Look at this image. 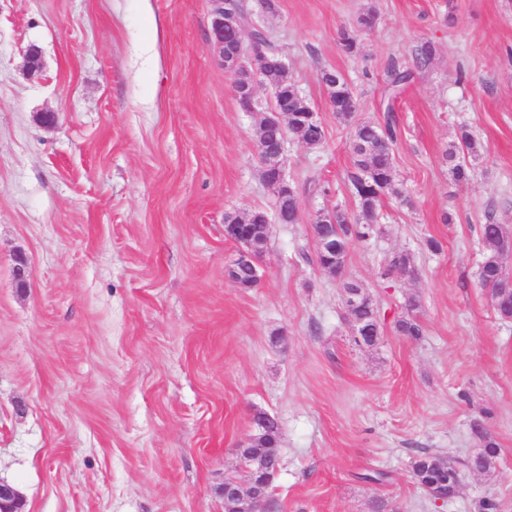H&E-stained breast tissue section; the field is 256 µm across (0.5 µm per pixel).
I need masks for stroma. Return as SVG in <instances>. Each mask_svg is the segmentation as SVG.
<instances>
[{"label":"stroma","instance_id":"35a3bbf8","mask_svg":"<svg viewBox=\"0 0 512 512\" xmlns=\"http://www.w3.org/2000/svg\"><path fill=\"white\" fill-rule=\"evenodd\" d=\"M276 4L262 21L325 139L287 144L298 221L271 225L261 281L241 288L224 220L273 212L275 195L260 115L241 109L211 43L209 0H0V480L25 512H224L219 489L260 413L279 424L275 512H480L486 498L512 512V321L478 276L480 225L512 224V0ZM370 7L376 23L347 54L339 34ZM423 41L434 62L395 103L410 201L384 196L336 277L304 259L320 210L357 211L350 128L319 71L339 70L359 118L380 122L390 64H411ZM463 125L483 150L458 185L442 154ZM400 252L415 278L387 274ZM346 277L379 304L374 346L349 337ZM411 298L416 340L395 329ZM476 419L496 467L434 503L413 457L465 465Z\"/></svg>","mask_w":512,"mask_h":512}]
</instances>
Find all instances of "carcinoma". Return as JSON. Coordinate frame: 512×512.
Listing matches in <instances>:
<instances>
[{
    "label": "carcinoma",
    "instance_id": "1",
    "mask_svg": "<svg viewBox=\"0 0 512 512\" xmlns=\"http://www.w3.org/2000/svg\"><path fill=\"white\" fill-rule=\"evenodd\" d=\"M226 8L236 12L243 25L251 27V37L263 45L270 44L263 27L253 23L252 10L245 0H225ZM435 47L430 42L417 45L412 51V65L394 64L387 75V100L384 122L378 123L357 117V98L345 76L336 69H323L320 82L324 86L329 106L336 116L351 126L350 151L352 170L347 173V189L354 199L358 216H351L346 210L334 208L332 218L318 216L312 225L313 236L319 235V225H328V232L336 241V253L347 256L355 239H366L375 230L382 206L383 197L391 192L401 200H408L405 192L396 189L394 183L393 143L397 136V123L394 116V101L413 78L415 71L428 68L434 60ZM265 88H275L276 96L265 104L259 95H254L253 107L257 112H267L280 100L297 97L299 91L288 77V71H276L259 83ZM288 137L310 149L320 147L325 138L324 129L312 108H294L288 114L286 128ZM460 145L452 146L445 153L449 172L457 182H467L472 175L470 164L465 156L478 157L483 149L477 139L467 129H461ZM480 236L484 252L480 267V284L488 290L493 307L499 316H512V287L504 286L503 271L506 270L504 257L512 252V227L489 221L480 225ZM387 273H397L405 278H414L417 268L413 257L400 253L391 260ZM416 300L406 304V314L395 323L401 336L417 339L422 330L417 322ZM349 316L363 325L365 335L380 337L382 323L377 303L371 295L360 297L357 307L347 310ZM484 452L468 461V465L488 473L494 468L500 448L492 435L482 438ZM412 474L416 484L425 487L448 481V465L442 456L419 452L412 464Z\"/></svg>",
    "mask_w": 512,
    "mask_h": 512
}]
</instances>
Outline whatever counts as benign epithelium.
Masks as SVG:
<instances>
[{"label":"benign epithelium","mask_w":512,"mask_h":512,"mask_svg":"<svg viewBox=\"0 0 512 512\" xmlns=\"http://www.w3.org/2000/svg\"><path fill=\"white\" fill-rule=\"evenodd\" d=\"M211 31L213 45L221 55L224 62V70L233 78L235 94L250 88L252 82L266 76L270 70L284 67L286 63L280 58H270L263 49L254 44H245L243 40L244 29L237 15L224 10V0H211ZM233 43V50L224 52V44ZM288 118V111L283 107L275 108L264 113V121L267 126L284 131ZM287 137H282L277 153H272L269 148L261 146L258 149V158L263 169H274L278 177L269 182V186L279 190L287 183L284 169V153ZM259 230L252 224H247L242 218H234L224 224L225 237L236 241L243 246V250L236 259L232 269V279L240 280L241 273L245 272L250 277H259L255 245L258 243ZM33 277L32 270L25 257L19 256L14 267V279L16 287L24 291L29 288ZM275 419L264 414L257 417L259 433L253 435L243 452L247 458L239 461V468L246 473L249 486L244 488L240 480L224 482L220 487V493L224 501L236 504V508L242 512H256L257 505L267 501V492L271 489L273 479L279 467L269 466L265 460L269 457L268 449L264 448L267 429ZM0 512H23L22 499L18 491L10 484L0 481Z\"/></svg>","instance_id":"benign-epithelium-1"}]
</instances>
